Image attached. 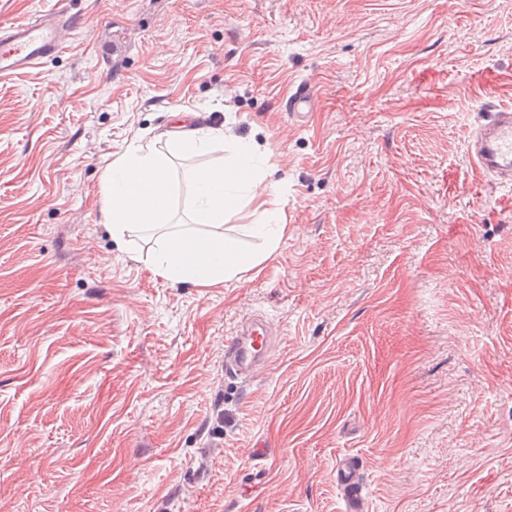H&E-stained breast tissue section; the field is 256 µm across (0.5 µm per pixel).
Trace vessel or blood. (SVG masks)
I'll list each match as a JSON object with an SVG mask.
<instances>
[{
	"label": "vessel or blood",
	"mask_w": 512,
	"mask_h": 512,
	"mask_svg": "<svg viewBox=\"0 0 512 512\" xmlns=\"http://www.w3.org/2000/svg\"><path fill=\"white\" fill-rule=\"evenodd\" d=\"M75 29L71 16L47 11L20 23L0 24V79L38 65L59 52L68 33ZM314 103L309 86H298L288 99L291 117L306 122ZM489 118L475 127L467 141L468 154L478 171L503 186L512 187V107L488 104ZM271 321L266 317L249 319L224 348V372L232 377L251 378L268 360ZM344 512H367V499L356 478L354 459L340 462Z\"/></svg>",
	"instance_id": "b4317fda"
}]
</instances>
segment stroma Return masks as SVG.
Listing matches in <instances>:
<instances>
[{
    "label": "stroma",
    "mask_w": 512,
    "mask_h": 512,
    "mask_svg": "<svg viewBox=\"0 0 512 512\" xmlns=\"http://www.w3.org/2000/svg\"><path fill=\"white\" fill-rule=\"evenodd\" d=\"M65 10L0 80V512H512V190L466 141L512 107V0H0ZM310 84L305 124L291 88ZM177 112L265 153L288 233L215 287L118 248L106 168ZM264 315L242 382L224 342ZM271 320L268 317L249 319L225 344L224 372L246 380L268 360ZM339 470H342L344 512H366L367 499L362 493V486L356 479L357 462L354 458L342 459Z\"/></svg>",
    "instance_id": "stroma-1"
}]
</instances>
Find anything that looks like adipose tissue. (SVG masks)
<instances>
[{
  "instance_id": "ef3b65f1",
  "label": "adipose tissue",
  "mask_w": 512,
  "mask_h": 512,
  "mask_svg": "<svg viewBox=\"0 0 512 512\" xmlns=\"http://www.w3.org/2000/svg\"><path fill=\"white\" fill-rule=\"evenodd\" d=\"M220 142L230 152L226 160L195 167L187 174L193 225L185 229L171 226L177 186L166 155L133 145L107 168L103 220L111 224L117 242L136 229L157 231L148 259L157 276L197 286L241 279L276 252L288 231L282 222L281 191L277 183L265 179L256 144L225 140L221 129L210 128L187 132L176 138L175 145L181 154L192 156ZM246 205L257 216L250 226L251 236L260 241L256 248L223 232L227 218ZM198 224L206 225V232H195Z\"/></svg>"
}]
</instances>
